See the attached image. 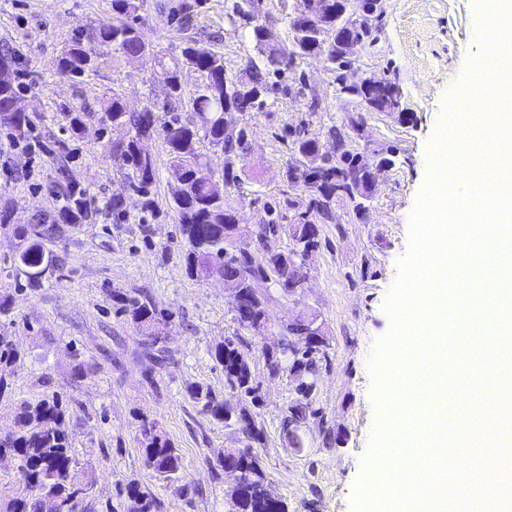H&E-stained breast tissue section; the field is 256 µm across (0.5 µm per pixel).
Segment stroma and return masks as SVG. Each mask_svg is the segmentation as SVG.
Returning <instances> with one entry per match:
<instances>
[{"label": "stroma", "instance_id": "obj_1", "mask_svg": "<svg viewBox=\"0 0 512 512\" xmlns=\"http://www.w3.org/2000/svg\"><path fill=\"white\" fill-rule=\"evenodd\" d=\"M146 0L143 31L147 56L127 58L107 50L95 70L76 79L59 75L60 53L79 31L112 19L108 0H0V48L20 54L26 78L24 106L33 121L31 140L13 139L0 127V206L13 212L0 225V295H10L9 314L0 315V338L21 357L12 368L9 393L0 397V431L15 428V402L60 397L67 409L79 470L94 479L79 512H133L124 491L138 485L156 498V512H227L232 484L218 457L227 448L250 449L261 461L271 491L288 512H358V482L367 467L374 432L383 414L374 398L369 358L391 329L384 304L399 278V261L410 247V218L427 187L432 142L452 92L470 88L471 57L480 48L475 0H388L375 43L357 50L358 63L395 83L401 92L394 114L367 112L353 132L356 152L394 164L378 177L366 210L348 198L330 204L331 216L317 225L319 246L308 261L302 294L269 289L272 329L298 318H314L323 331L325 356L317 363L312 409L288 444L282 422L301 398L288 374L270 376V339L254 335L235 318L234 293L219 280L190 277L176 213L169 203L174 173L161 137L144 140L156 162L155 213L127 195L121 214L112 198L126 193L125 169L105 142L125 138L122 128H103L101 102L119 93L128 111L163 106L160 61H173L182 41L172 30L167 4ZM231 0H207L199 24L203 47L220 51L234 71L254 53L248 29L232 19ZM305 96L272 90L262 107L233 113L247 126L251 152L237 183L224 194L239 217V235L249 241L266 222V206L291 201L304 210L309 194L290 183L298 162L284 137L307 124L310 137L331 149L330 126H345L350 114L336 96L334 74L325 58L304 61ZM85 113L84 130L72 137L68 112ZM65 139L74 182L87 188L98 214L89 224H64L46 244L61 266L37 288L18 289L11 267L17 239L13 224L53 218L58 201L50 187L58 160L42 143ZM148 294L170 316L164 334L168 358L156 364L141 335L116 313L113 293ZM241 345L258 398L227 387L213 352L227 340ZM83 364L86 375L74 374ZM220 394L238 413H248L259 432L251 440L214 421L189 396L195 386ZM154 421L181 457L183 479L159 481L142 453V420Z\"/></svg>", "mask_w": 512, "mask_h": 512}]
</instances>
